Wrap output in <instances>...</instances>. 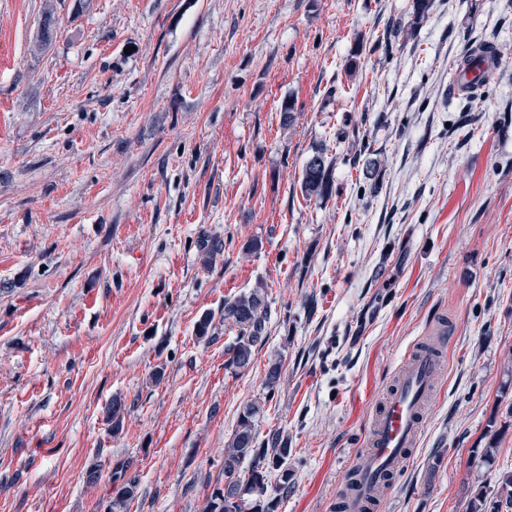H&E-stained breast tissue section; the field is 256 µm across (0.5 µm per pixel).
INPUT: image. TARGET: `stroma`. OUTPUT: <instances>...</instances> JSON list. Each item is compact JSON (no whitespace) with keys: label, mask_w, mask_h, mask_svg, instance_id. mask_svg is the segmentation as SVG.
<instances>
[{"label":"stroma","mask_w":512,"mask_h":512,"mask_svg":"<svg viewBox=\"0 0 512 512\" xmlns=\"http://www.w3.org/2000/svg\"><path fill=\"white\" fill-rule=\"evenodd\" d=\"M42 4L0 0V512H109L118 460L128 512H202L249 404L259 442L288 440L277 512H337L377 397L441 319L445 370L379 512H469L512 472V0H432L418 26L414 0H56L34 56ZM480 39L505 61L453 133ZM317 148L322 202L300 190ZM260 283L267 338L236 375L224 301ZM55 13L54 5L50 1L46 0L44 10L41 14V22L36 39L30 45V52L32 55L42 53L47 46L54 42L57 33ZM300 190L306 199L329 200L335 193L332 166L321 149L313 151L306 160ZM130 462L117 461L110 473V510L123 512L134 498L137 484L134 479H125Z\"/></svg>","instance_id":"stroma-1"}]
</instances>
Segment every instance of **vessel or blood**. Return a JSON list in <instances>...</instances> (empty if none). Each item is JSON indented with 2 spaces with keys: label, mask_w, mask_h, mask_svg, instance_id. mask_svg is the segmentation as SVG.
<instances>
[{
  "label": "vessel or blood",
  "mask_w": 512,
  "mask_h": 512,
  "mask_svg": "<svg viewBox=\"0 0 512 512\" xmlns=\"http://www.w3.org/2000/svg\"><path fill=\"white\" fill-rule=\"evenodd\" d=\"M443 372L439 355L420 348L400 370L371 418L367 462L344 500L345 512H372L390 477L401 472L419 442L424 410Z\"/></svg>",
  "instance_id": "obj_1"
}]
</instances>
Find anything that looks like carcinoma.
Returning <instances> with one entry per match:
<instances>
[{"label": "carcinoma", "instance_id": "cac0c4a2", "mask_svg": "<svg viewBox=\"0 0 512 512\" xmlns=\"http://www.w3.org/2000/svg\"><path fill=\"white\" fill-rule=\"evenodd\" d=\"M55 7L46 2L36 39L30 45L33 55L41 53L56 38ZM303 197L328 200L335 193L332 166L324 152L315 150L306 160L300 181ZM267 291L260 283L224 301V320L237 329L232 343L224 347V369L240 374L252 364L254 352L266 337L269 321ZM260 408L244 407L235 431L224 448V487L216 486L206 500L203 512H275L278 501L268 497V476L280 472L283 488H288L287 442L276 433L267 441L268 447L257 446L255 418ZM125 403L112 399L106 408V419L112 433L122 430ZM129 463L118 461L110 473V510L124 512L134 498L137 484L126 479ZM469 512H512V474L496 477L495 487L478 492L471 500Z\"/></svg>", "mask_w": 512, "mask_h": 512}]
</instances>
